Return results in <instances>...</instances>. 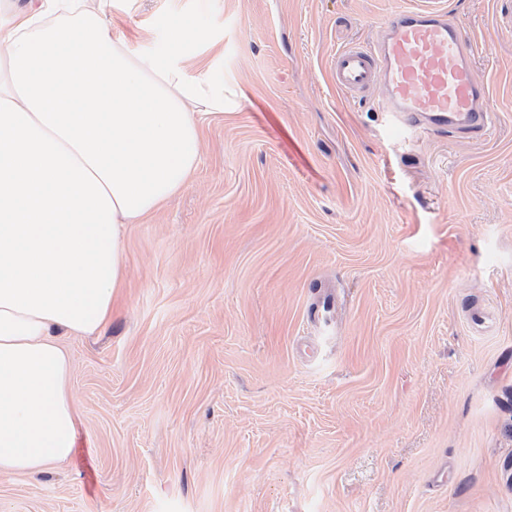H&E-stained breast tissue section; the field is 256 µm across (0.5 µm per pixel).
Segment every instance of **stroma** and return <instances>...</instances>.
Instances as JSON below:
<instances>
[{"label":"stroma","mask_w":512,"mask_h":512,"mask_svg":"<svg viewBox=\"0 0 512 512\" xmlns=\"http://www.w3.org/2000/svg\"><path fill=\"white\" fill-rule=\"evenodd\" d=\"M417 2L106 0L144 59L189 28L228 105L127 225L111 321L65 340L74 456L0 474V512H512V0H440L487 138L391 132L380 91L329 77Z\"/></svg>","instance_id":"1"}]
</instances>
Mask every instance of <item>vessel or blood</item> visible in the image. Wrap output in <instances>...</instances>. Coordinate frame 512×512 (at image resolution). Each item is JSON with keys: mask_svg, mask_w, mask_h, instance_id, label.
<instances>
[{"mask_svg": "<svg viewBox=\"0 0 512 512\" xmlns=\"http://www.w3.org/2000/svg\"><path fill=\"white\" fill-rule=\"evenodd\" d=\"M471 56L461 23L424 0L387 16L375 43L336 50L330 81L346 94L382 88L391 126L481 137L491 132L496 114Z\"/></svg>", "mask_w": 512, "mask_h": 512, "instance_id": "obj_1", "label": "vessel or blood"}]
</instances>
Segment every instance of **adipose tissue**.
Masks as SVG:
<instances>
[{
  "mask_svg": "<svg viewBox=\"0 0 512 512\" xmlns=\"http://www.w3.org/2000/svg\"><path fill=\"white\" fill-rule=\"evenodd\" d=\"M224 82L145 62L89 0H0V474L73 453L61 338L108 322L126 225L196 171Z\"/></svg>",
  "mask_w": 512,
  "mask_h": 512,
  "instance_id": "1",
  "label": "adipose tissue"
}]
</instances>
